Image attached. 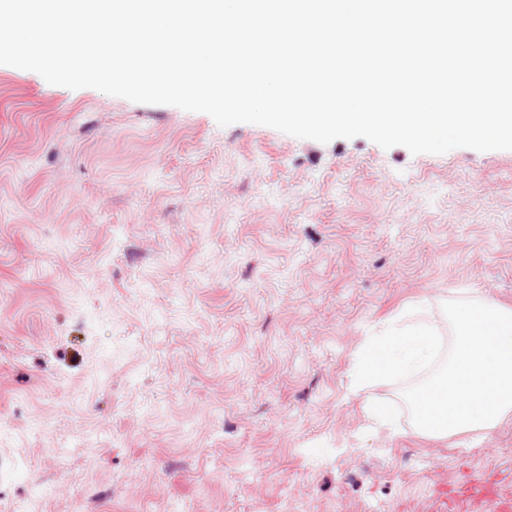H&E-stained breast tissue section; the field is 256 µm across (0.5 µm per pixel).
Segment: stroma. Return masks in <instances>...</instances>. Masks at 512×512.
<instances>
[{
    "mask_svg": "<svg viewBox=\"0 0 512 512\" xmlns=\"http://www.w3.org/2000/svg\"><path fill=\"white\" fill-rule=\"evenodd\" d=\"M512 308V150L327 144L0 65V512H443L512 419L352 389L422 301ZM384 403L397 433L371 429Z\"/></svg>",
    "mask_w": 512,
    "mask_h": 512,
    "instance_id": "stroma-1",
    "label": "stroma"
}]
</instances>
